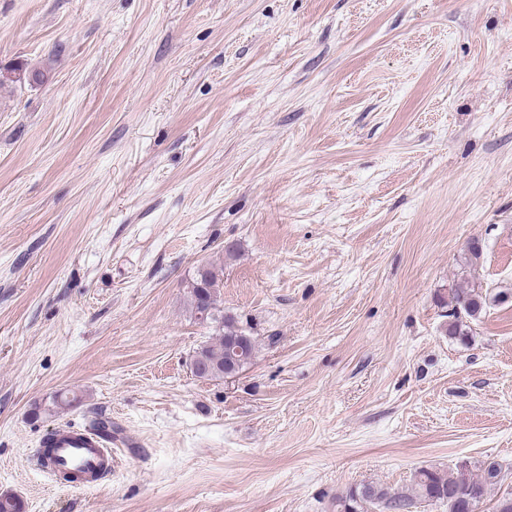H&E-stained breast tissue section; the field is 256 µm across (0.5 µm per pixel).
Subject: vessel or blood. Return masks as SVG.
Masks as SVG:
<instances>
[{
    "label": "vessel or blood",
    "mask_w": 512,
    "mask_h": 512,
    "mask_svg": "<svg viewBox=\"0 0 512 512\" xmlns=\"http://www.w3.org/2000/svg\"><path fill=\"white\" fill-rule=\"evenodd\" d=\"M118 443L114 436L106 438L93 430L63 427L43 439V446L51 448L52 456L42 460L41 465L48 471L57 467L80 470L89 481L95 482L117 468L112 448Z\"/></svg>",
    "instance_id": "b4317fda"
}]
</instances>
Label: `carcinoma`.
<instances>
[{
	"label": "carcinoma",
	"mask_w": 512,
	"mask_h": 512,
	"mask_svg": "<svg viewBox=\"0 0 512 512\" xmlns=\"http://www.w3.org/2000/svg\"><path fill=\"white\" fill-rule=\"evenodd\" d=\"M187 289L188 304L195 315L201 312L200 291H205L210 298L220 297L219 271L214 266H202L188 283ZM510 300L512 291L503 290L490 297L482 293L481 287L476 284L468 288L450 289L446 300V334L464 340L469 335L470 322L478 319L490 304H503ZM209 323L215 327V336L197 349L192 358L200 374L224 370V365L229 363L227 340L233 337L243 340L242 355L249 359L254 357L255 340L235 316L215 306ZM501 482V468L492 462L485 465L475 478L425 468L414 474L409 494L374 482L363 483L336 498V512H374L377 507L385 509V512H410L420 501L442 503L448 506V512H474V506L483 500L488 489Z\"/></svg>",
	"instance_id": "obj_1"
}]
</instances>
